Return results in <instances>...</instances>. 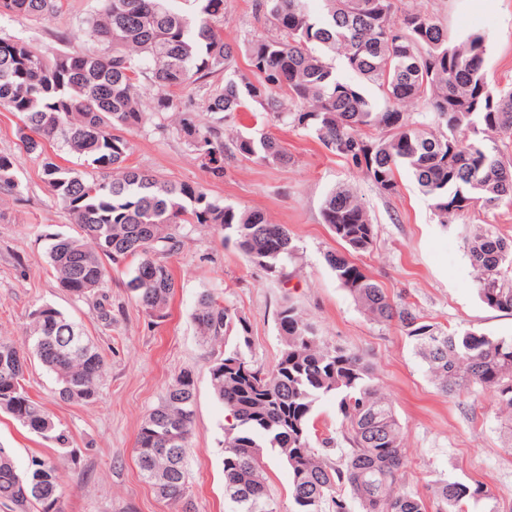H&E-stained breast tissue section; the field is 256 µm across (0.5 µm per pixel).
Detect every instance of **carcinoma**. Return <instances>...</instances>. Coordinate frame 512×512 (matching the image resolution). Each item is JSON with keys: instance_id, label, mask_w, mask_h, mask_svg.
<instances>
[{"instance_id": "carcinoma-1", "label": "carcinoma", "mask_w": 512, "mask_h": 512, "mask_svg": "<svg viewBox=\"0 0 512 512\" xmlns=\"http://www.w3.org/2000/svg\"><path fill=\"white\" fill-rule=\"evenodd\" d=\"M84 21L88 52L48 55L17 39L0 38V107L17 114L24 154L39 161L51 194L68 210L76 235L50 237L48 258L59 286L76 298L104 287L105 261L131 260L126 288L150 317L169 316L175 281L168 259L187 238V226L211 227L247 262L279 280L298 254L288 227L261 211L220 203L199 184L178 183L127 165L130 141L156 116L177 113L175 130L214 179L224 178L228 154L274 165L291 157L275 134L258 129L224 143V118L249 112L264 124L301 130L360 171L386 195L409 171L439 223L480 201L489 210L512 199V156L471 139L512 135V89L493 92L484 69L485 36L463 39L427 13L397 12L396 0H252L267 34L245 47L224 37L225 0H99ZM58 0H0V18L46 21ZM244 51L247 68L237 63ZM373 82L379 107L360 84L336 74L329 56ZM155 90L152 111L141 87ZM205 87L201 109L179 108L171 90ZM422 104L411 112L408 105ZM57 147L51 154L47 146ZM82 160L75 168L61 154ZM18 158L0 154V194L18 199ZM323 223L345 245L324 259L336 280L375 322L396 323L413 343L436 386L465 396L475 387L496 401L505 445L512 447V337L443 330L421 320L413 304L390 298L350 257L368 251L375 225L353 189L326 196ZM461 242L484 305L512 313V241L493 224H465ZM201 338L224 346L209 367L224 404V496L232 512H283L266 477L267 460L291 474V512H426L404 490L405 458L391 400L364 358L331 346L297 307L277 312L283 348L265 370L249 358L245 317L202 292L192 314ZM237 332L228 343L230 332ZM32 354L54 374L59 396L91 403L105 370L94 342L59 309L32 313ZM27 356L0 339V411L29 432L66 435L24 383ZM195 381L189 370L168 385L161 404L142 421L135 451L143 478L163 499L188 497L186 457L193 434ZM336 399L338 436L313 439L316 404ZM157 448H177L157 456ZM40 494H32L33 489ZM60 469L34 456L25 472L0 448V504L17 512H59ZM436 512H478L492 499L481 484L440 480Z\"/></svg>"}]
</instances>
